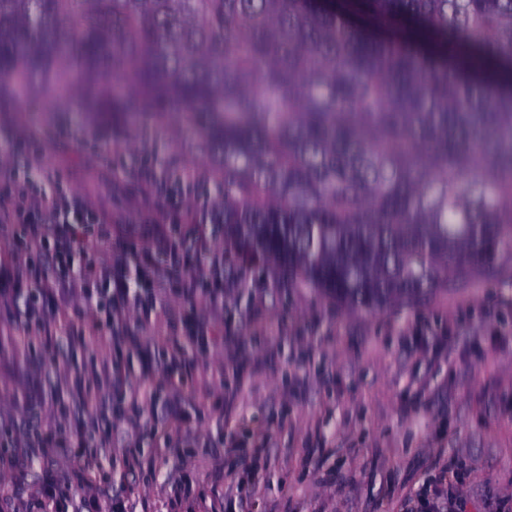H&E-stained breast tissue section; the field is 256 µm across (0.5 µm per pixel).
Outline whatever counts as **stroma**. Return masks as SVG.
<instances>
[{
  "mask_svg": "<svg viewBox=\"0 0 512 512\" xmlns=\"http://www.w3.org/2000/svg\"><path fill=\"white\" fill-rule=\"evenodd\" d=\"M189 133L152 114L111 130L74 102L31 98L21 115L0 112V167L12 166L29 197L83 198L84 241L107 232L116 250L147 245L155 215L141 171L194 174L170 204L200 214L218 199L215 170L184 149ZM196 314L217 339L205 352L186 347L193 377L214 386L206 396L184 384L190 429L167 425L160 402L113 413L129 456L102 449L87 483L64 452L13 465L0 436V512H38L50 477L71 505L123 493L127 512H171L179 477L207 512H512V262L478 287L377 313L311 290L281 293L257 271L227 289L223 309L200 301ZM10 323L0 311V419L19 431L67 398V382L89 379L99 353L38 337L15 353L3 339ZM33 389L43 397L35 410Z\"/></svg>",
  "mask_w": 512,
  "mask_h": 512,
  "instance_id": "stroma-1",
  "label": "stroma"
}]
</instances>
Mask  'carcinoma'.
<instances>
[{"label":"carcinoma","instance_id":"1","mask_svg":"<svg viewBox=\"0 0 512 512\" xmlns=\"http://www.w3.org/2000/svg\"><path fill=\"white\" fill-rule=\"evenodd\" d=\"M186 118L224 268L350 311L512 259V0H0V112Z\"/></svg>","mask_w":512,"mask_h":512}]
</instances>
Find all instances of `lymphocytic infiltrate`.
Wrapping results in <instances>:
<instances>
[{
    "label": "lymphocytic infiltrate",
    "instance_id": "f902f5d3",
    "mask_svg": "<svg viewBox=\"0 0 512 512\" xmlns=\"http://www.w3.org/2000/svg\"><path fill=\"white\" fill-rule=\"evenodd\" d=\"M147 182L155 183L156 192L152 206L160 214L152 234L153 243L123 254L110 255L105 264H89L83 274L74 275L69 270V259L80 245L77 229L64 220V213L71 205L61 197L28 200L24 188L16 185L11 177H4L5 189L0 192V223L23 224L27 227L30 261L22 267L0 264V308H10L17 291L30 288L35 292L28 310V322L36 327L51 324L67 337L79 340L86 347L108 346L109 354L96 366L91 381L85 382L78 394L80 406L87 412V419L73 417L68 405H60L54 424L48 430L35 431L15 437L18 460L45 458L62 448H71L77 459L76 476L86 479L99 466V451L112 445L111 425L101 424L97 417L105 401L103 389L115 388L119 399L133 407L154 403L159 393H166V407L170 423L183 427L189 422L181 399L169 392L168 379L160 375L153 362L154 352H161L169 367L184 364V343H191L200 350H207L211 336L205 322L198 317L190 318L183 338L159 334L152 346H142L138 336L125 332L122 318L127 305L135 297L141 283H150L147 303L154 317H161L168 298L187 301L195 299L198 275L187 260L188 253L213 254L212 242L204 230H197L191 248H184L172 233L175 224L196 222L197 216L190 210L174 211L165 207L167 186L156 182L153 173H146ZM135 265L138 276L130 278L125 266ZM103 284L109 301L106 317L90 314L78 327L71 326L70 314L75 299H88L89 281ZM142 348L144 373L152 384L144 390L127 391L123 388L125 370L122 356L125 349Z\"/></svg>",
    "mask_w": 512,
    "mask_h": 512
}]
</instances>
